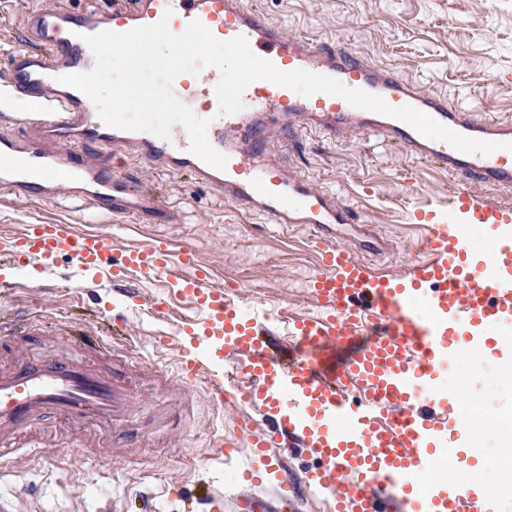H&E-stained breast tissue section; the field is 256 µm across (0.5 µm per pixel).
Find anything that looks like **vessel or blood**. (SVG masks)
<instances>
[{
  "label": "vessel or blood",
  "instance_id": "b4317fda",
  "mask_svg": "<svg viewBox=\"0 0 512 512\" xmlns=\"http://www.w3.org/2000/svg\"><path fill=\"white\" fill-rule=\"evenodd\" d=\"M166 12L173 33L196 20L218 39L245 37L257 56L280 70L334 77L500 148L488 155L463 153L396 118L324 93L306 98L266 80L245 90L240 111L223 115L215 95L220 73L203 67L180 75L172 92L207 121L210 144L228 158L222 172L191 153L183 125H173L165 139L108 126L85 94L59 83V76L93 68L86 36L152 24ZM27 31L31 46L14 54L0 85L38 99L40 107L19 120L24 136L0 132V160L6 163L1 190L41 200L66 196L102 217L125 214L143 224L170 223L172 209L152 189L83 154L90 144L115 151L132 147L159 174H180L208 186L245 214L313 229L323 258L309 288L320 312L289 321L288 333L298 342L287 356H275L262 342L259 321L244 317L233 293L213 287L207 271L198 268L194 248L164 235L126 249L121 265L112 267L106 263L110 234L72 224H26L0 237V264L29 260L48 274L66 257L84 287L110 279L126 284L132 300L140 297L137 283L146 280L175 286L178 298L199 313L180 325V336L224 346L259 380L232 396L239 406H261L270 419L268 429L246 432L256 462L251 477H260L267 448L282 438L316 459L307 477L332 496L331 512H496L468 482L431 480L417 492L411 477L428 471L449 435L461 438L467 431L443 386L454 346L490 348L497 331L512 327V206L473 192L477 184L512 192V119L479 117L447 94L425 91L396 69L369 63L339 43L290 36L245 0H111L109 7L82 12L40 7L29 15ZM297 122L332 139L359 129L454 178L448 205L411 214L426 235L400 275H373L368 263L337 239V226L358 223V215L335 192L291 170L287 150L275 149L276 139ZM473 224L484 232L483 248H473L465 236ZM365 328L371 340L337 363L338 349ZM4 330L12 336L46 333L33 317L1 319ZM98 332L95 326L64 322L54 337L65 347L61 354L31 361L16 351L0 352L1 446L14 445L24 430L49 421L72 443L111 449L116 458L136 447L129 365L98 340ZM204 377L216 400H223V374L211 373L206 359L178 357L177 382L189 385ZM349 382L358 385V396L345 394Z\"/></svg>",
  "mask_w": 512,
  "mask_h": 512
}]
</instances>
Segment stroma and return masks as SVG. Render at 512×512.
<instances>
[{"instance_id":"obj_1","label":"stroma","mask_w":512,"mask_h":512,"mask_svg":"<svg viewBox=\"0 0 512 512\" xmlns=\"http://www.w3.org/2000/svg\"><path fill=\"white\" fill-rule=\"evenodd\" d=\"M57 0H0V75L7 73L17 50L26 48L27 16L32 8ZM289 35L311 41L339 42L371 63L396 68L420 81L428 91L463 99L489 118L512 117V0H248ZM295 170L319 187L335 190L340 201L365 224L346 244L368 260L374 272L400 274L422 238L420 225L408 223L417 207L447 204L455 184L448 172L384 147L354 133L330 141L319 131L297 128ZM124 168L176 208L172 224H139L114 217L100 220L53 201L0 193V235L36 221L75 224L111 234L116 249L148 243L159 234L191 245L213 285L225 278L240 281L237 299L254 302L283 317L316 313L308 276L322 259L307 227L285 230L260 223L185 177L161 175L134 154ZM60 261L53 275L33 266L1 273L20 278V288L0 287V310L47 321L103 310L122 324L133 361L131 374L143 437L121 459H107L94 448L69 443L59 433H38L39 447L20 438L13 452L0 458V512H187L198 489L212 487L224 495L223 512H240L238 499L249 493L250 512H280L274 497L275 476L243 488L241 475L252 464L239 436L240 411L212 403L205 381L187 389L167 387L170 370L183 348L165 318L152 315L162 299L175 311L183 306L162 283L141 286L142 299L127 301L111 286L81 289ZM57 284L55 293L41 284ZM190 354L204 348L190 346ZM511 357L494 350L466 355L448 365L451 388L462 410L471 398L469 439L458 456L469 465L490 462L498 473L495 499L512 501V454H497L504 434H512V388L504 365ZM235 443L230 462L210 456L218 445Z\"/></svg>"}]
</instances>
